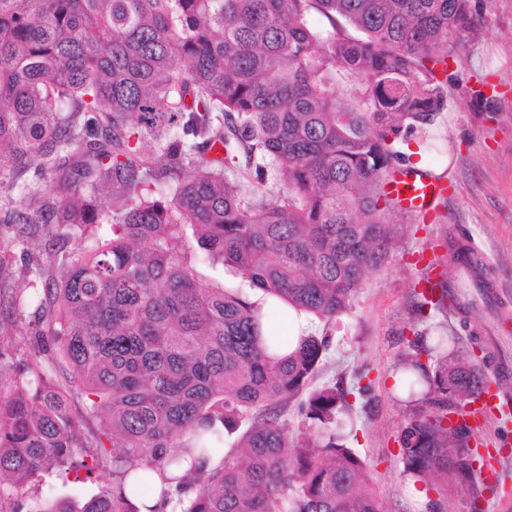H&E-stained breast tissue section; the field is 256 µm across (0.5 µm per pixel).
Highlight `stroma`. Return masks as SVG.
<instances>
[{"instance_id":"35a3bbf8","label":"stroma","mask_w":512,"mask_h":512,"mask_svg":"<svg viewBox=\"0 0 512 512\" xmlns=\"http://www.w3.org/2000/svg\"><path fill=\"white\" fill-rule=\"evenodd\" d=\"M485 24L468 37L458 59L449 61L455 73L448 108L440 113L423 139L420 154L440 170L454 188L443 222L391 209L385 219L395 246L381 265L363 281L351 309L329 324L314 323L316 334L331 344L311 389L335 383L352 385L366 374L371 390L353 398V409L338 414L334 428L341 442L365 461L382 512H429L410 500L396 436L405 423L406 407L392 389L391 377L409 353L415 333L438 331L462 336L454 310H435L419 317L422 290L418 254L447 258L449 237H464L481 253L488 290L468 289L471 318L483 335L496 343L512 363V0H482ZM46 232L37 229L26 243L12 229L0 230L5 249L0 265V296L22 287L26 270L43 258ZM190 255L200 276L218 287L247 288L242 276L223 262L209 260L193 244ZM477 450L492 469L488 479L453 487L446 512H502L512 503V408L481 421ZM111 477L84 481L46 476L39 487L42 500L85 501L111 485Z\"/></svg>"}]
</instances>
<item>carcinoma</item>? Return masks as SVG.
I'll list each match as a JSON object with an SVG mask.
<instances>
[{
  "label": "carcinoma",
  "mask_w": 512,
  "mask_h": 512,
  "mask_svg": "<svg viewBox=\"0 0 512 512\" xmlns=\"http://www.w3.org/2000/svg\"><path fill=\"white\" fill-rule=\"evenodd\" d=\"M476 2L0 0V224L23 242L35 224L112 232L88 250L45 240L33 350L21 370L0 365V512H22L4 503L44 474L81 470L111 471L112 488L27 512H140L122 494L137 467L172 512H381L332 432L370 391L363 375L311 392L291 429L285 406L329 339L277 354L247 296L200 279L172 242L188 226L251 288L327 323L344 314L392 245L379 203L394 205L400 146L447 109L455 75L435 69L485 22ZM449 251L477 265L465 244ZM411 345L396 443L403 474L444 497L477 474L474 430L451 415L489 387L486 364L439 332ZM52 356L68 392L45 373Z\"/></svg>",
  "instance_id": "carcinoma-1"
}]
</instances>
